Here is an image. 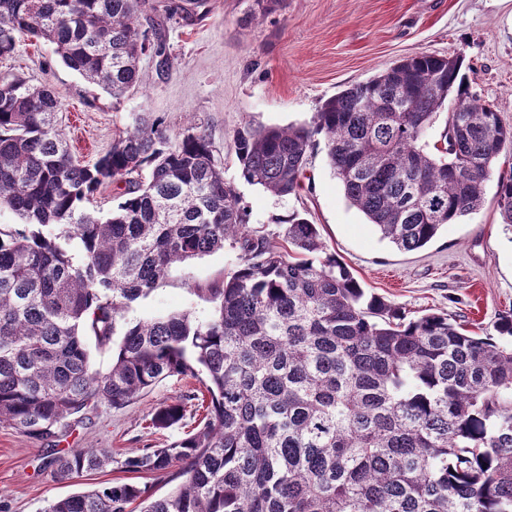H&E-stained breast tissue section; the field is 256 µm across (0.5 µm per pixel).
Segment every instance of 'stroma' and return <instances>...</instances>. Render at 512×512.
Masks as SVG:
<instances>
[{"label": "stroma", "instance_id": "35a3bbf8", "mask_svg": "<svg viewBox=\"0 0 512 512\" xmlns=\"http://www.w3.org/2000/svg\"><path fill=\"white\" fill-rule=\"evenodd\" d=\"M254 9V0H206L193 21L164 23L170 71L158 74L155 58L142 57L140 86L119 99L68 69L53 45L26 34L18 35L11 58L0 59V74L18 73L52 89L71 152L85 164L106 153L144 112L163 117L175 132L191 124L205 128L225 178L237 183L251 226L275 233L288 216L303 214L362 287L406 317L441 311L492 331L498 317L512 313V234L503 227L496 196L499 178L512 176V155L500 156L478 211L448 225L424 249L404 252L381 240L347 201L324 144L309 158L302 190L287 198L240 180L231 144L247 121L308 124L327 99L418 53L462 55L470 93L512 126V0H281L260 20L252 19ZM239 263L238 252L227 247L176 264L127 317L148 321L187 311L208 319L212 305L196 286L222 282ZM183 392L182 382L166 379L122 410L102 407L71 420L53 444L0 426V505L6 512H43L52 499L115 482L165 496L171 483L118 464L60 482L49 461L55 450L136 449L177 440L195 427V412L166 430L148 424L155 408Z\"/></svg>", "mask_w": 512, "mask_h": 512}]
</instances>
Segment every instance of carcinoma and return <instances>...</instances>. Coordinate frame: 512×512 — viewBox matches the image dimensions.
I'll use <instances>...</instances> for the list:
<instances>
[{"label":"carcinoma","mask_w":512,"mask_h":512,"mask_svg":"<svg viewBox=\"0 0 512 512\" xmlns=\"http://www.w3.org/2000/svg\"><path fill=\"white\" fill-rule=\"evenodd\" d=\"M205 0H0V58L16 33L52 44L70 69L121 98L143 56L172 67L142 29L147 12L190 20ZM464 59L420 53L326 100L309 126L246 123L233 138L241 177L272 195L303 187L316 137L349 202L399 250L426 247L477 211L512 127L469 95ZM454 98L433 148L423 142ZM149 170L147 179L140 178ZM112 212L88 208L107 182ZM0 424L36 439L103 405L122 409L170 377L200 387L155 409L157 430L186 405L204 410L184 437L133 450L121 466L176 490L152 499L116 483L48 502L44 512H512V314L481 335L444 313L408 319L365 291L318 225L247 224L209 133L172 132L149 115L92 164L73 160L45 85L0 76ZM497 205L512 229V179ZM236 250L241 263L195 292L199 321L126 314L171 266ZM122 337L113 341L117 324ZM112 345L93 369L85 346ZM117 462L109 448L51 459L72 479Z\"/></svg>","instance_id":"1"}]
</instances>
